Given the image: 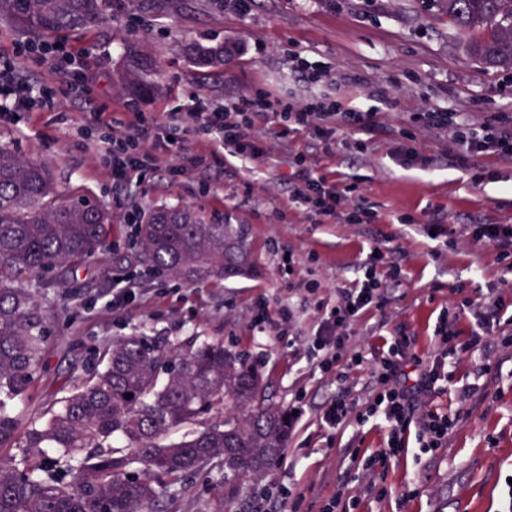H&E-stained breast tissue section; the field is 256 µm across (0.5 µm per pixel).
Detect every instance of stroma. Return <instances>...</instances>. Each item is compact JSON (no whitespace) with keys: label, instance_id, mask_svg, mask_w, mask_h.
I'll use <instances>...</instances> for the list:
<instances>
[{"label":"stroma","instance_id":"stroma-1","mask_svg":"<svg viewBox=\"0 0 512 512\" xmlns=\"http://www.w3.org/2000/svg\"><path fill=\"white\" fill-rule=\"evenodd\" d=\"M224 44V70L196 69L182 51L184 40ZM91 52L100 81L90 101L62 105L73 113L87 103L120 114L124 105L144 112L186 109L194 95L215 104H238L269 92L281 100H302L325 93L357 98L373 111L381 128L338 125L329 143L302 134L288 136L289 149L306 151L320 173L344 185L362 180L379 211L377 234L355 224H313L289 203L282 185L287 163L261 165L233 160L234 176L211 172L216 196L200 192V180L166 174L132 186L124 208L113 205L112 180L98 169L86 139L57 113L22 112L16 122L0 125V141L27 159L51 164L62 189L84 195L112 210V248L76 274L39 289L36 298L51 315V339L44 369L17 413L27 418L47 410L62 382L81 376L95 363V348L112 337L146 333L182 342L193 336L222 340L231 351L247 355L269 384L275 402L299 404L298 418L281 458L265 478L232 487L224 483L223 457L204 474L164 493L157 512H275L267 489L292 488L296 512H323L338 496L335 512H466L481 506L507 512L512 498V371L477 376L470 362L449 360L453 378L432 398L438 410L463 409L462 419L436 454L405 448L375 470L370 491H357L348 474L361 468L387 445L380 421L351 415L338 427L324 413L340 388L364 402L370 379L369 358L381 351L397 327H406L422 357L434 350V326L450 307L456 286L485 303L512 290L494 293L506 278L494 248L468 241L448 247L445 237L422 231L432 209H442L453 224H512V164L491 155L425 170L391 153L390 133L410 134V147L447 157L445 131L423 126L418 115L434 109L461 113L475 121L491 115L512 120V69L491 68L472 57L450 29L435 0H253L247 14L216 0H110L107 20L84 35L67 36ZM139 43L156 61L153 92L140 98L123 90V46ZM326 71L325 82L311 84L296 70L297 58ZM365 141V152L354 145ZM253 195H246L245 184ZM185 206L210 224H224L247 255L246 266L224 280L185 286L160 279L129 283L130 301L112 305L118 272L112 254L125 250L129 210ZM398 262L402 283L394 291L381 325L372 311L351 330L349 346L362 353V365L347 369L344 382L323 372L308 344L321 319L316 301L307 300L309 282L320 286L319 299L335 296L355 278L374 249ZM293 255L287 266L283 255ZM271 310L291 308V323L275 336L257 335L252 318L258 301ZM476 385L488 395L484 404L461 403L462 387Z\"/></svg>","mask_w":512,"mask_h":512}]
</instances>
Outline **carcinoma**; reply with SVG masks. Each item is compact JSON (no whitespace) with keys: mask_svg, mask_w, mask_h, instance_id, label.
Listing matches in <instances>:
<instances>
[{"mask_svg":"<svg viewBox=\"0 0 512 512\" xmlns=\"http://www.w3.org/2000/svg\"><path fill=\"white\" fill-rule=\"evenodd\" d=\"M488 66L512 67V0H436ZM105 0H0L33 34L96 27ZM199 69L224 67V46L183 45ZM138 91L158 70L135 46L125 56ZM112 212L57 188L44 161L0 142V512H153L164 491L202 472L224 449V482L265 477L286 448L288 409L261 372L221 341L174 345L156 336H115L98 366L26 423L14 407L32 386L48 346L50 318L32 288L111 249ZM135 261L189 285L222 280L244 259L224 224L186 208H154L134 225Z\"/></svg>","mask_w":512,"mask_h":512,"instance_id":"obj_1","label":"carcinoma"}]
</instances>
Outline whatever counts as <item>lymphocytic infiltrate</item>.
Segmentation results:
<instances>
[{"instance_id":"obj_1","label":"lymphocytic infiltrate","mask_w":512,"mask_h":512,"mask_svg":"<svg viewBox=\"0 0 512 512\" xmlns=\"http://www.w3.org/2000/svg\"><path fill=\"white\" fill-rule=\"evenodd\" d=\"M19 57L45 65L47 79L37 85L15 88L0 83V121L12 120L17 113L34 109L56 110L58 97L82 96L95 82V72L86 52L59 44L40 43L20 47ZM278 112L282 134H307L328 140L337 123L370 127L372 115L359 105L348 104L345 111L335 105L311 101H289L275 109L266 100L247 102L245 107L215 106L202 95H195L187 110L164 113L163 117L132 107L126 108L124 120L112 119L95 108L71 116L79 132L89 136L96 148V162L112 178L113 186L129 188L133 177H147L168 167L181 144H191L177 171L181 174L204 173L219 152L231 157L264 163L273 155L271 144L258 130L269 112ZM424 124L448 132L449 160L466 155L488 153L512 163V126L495 120L469 121L451 112L424 113ZM291 170L288 198L296 207L310 214L315 223L362 224L379 221V215L357 185L341 188L314 169L306 152L287 155ZM460 233L474 242L494 247L505 269H512L511 224H465ZM401 284L398 266L370 260L361 266L351 287L337 291L334 305L326 310L312 347L320 352L319 366L328 371L340 362L349 348L350 329L369 311H385L391 292ZM473 313L476 325L467 337H460L457 324L465 313ZM512 326V316H505L501 300L478 304L463 297L438 318L434 337L438 354L423 358L414 351L415 340L405 328H398L386 351L380 352L370 371V394L361 409L377 418L388 430L386 448L379 459L397 455L414 437L424 451L447 447L448 434L455 421L430 409L431 397L447 380L448 357L472 359L489 349L493 331H501L500 354L494 364L480 365L482 374L500 373L512 359V336L505 335Z\"/></svg>"}]
</instances>
